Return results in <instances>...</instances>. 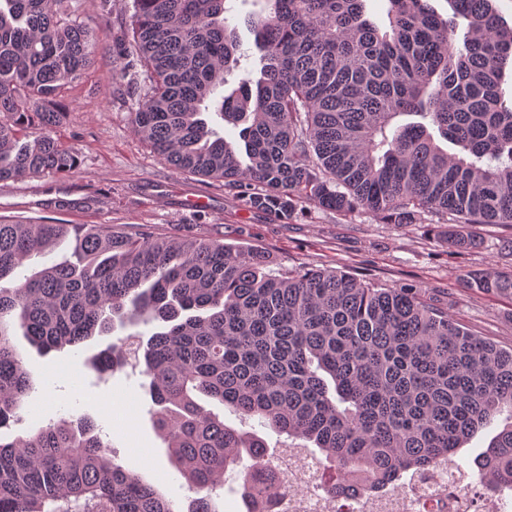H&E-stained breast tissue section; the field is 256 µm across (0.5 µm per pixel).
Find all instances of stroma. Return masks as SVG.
<instances>
[{
  "instance_id": "obj_1",
  "label": "stroma",
  "mask_w": 512,
  "mask_h": 512,
  "mask_svg": "<svg viewBox=\"0 0 512 512\" xmlns=\"http://www.w3.org/2000/svg\"><path fill=\"white\" fill-rule=\"evenodd\" d=\"M80 17L100 28L93 64L59 91L64 120L53 135L80 152V167L67 176L28 175L0 181V219L61 224H109L156 235L213 239L248 246L272 268L298 272L329 269L382 288H421L432 306L448 312L469 332L512 348V298L471 288L476 271L512 274V227L475 224L476 247L455 249L445 241L438 217L419 224H388L366 212L347 216L306 205L283 219L245 206L223 182L176 170L135 133L132 114L149 88L144 67L127 69L132 46L131 12L125 0H77ZM233 23L244 56L228 77L259 78L260 53L246 16ZM202 196L205 207L189 206ZM95 336L81 347L39 354L23 336L15 345L33 375L34 388L21 419L0 428L11 439L73 414L91 418L116 462L157 486L186 512L196 491L171 467L154 426L153 402L141 368L129 364L98 375L90 358L124 337Z\"/></svg>"
}]
</instances>
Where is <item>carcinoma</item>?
Listing matches in <instances>:
<instances>
[{
	"mask_svg": "<svg viewBox=\"0 0 512 512\" xmlns=\"http://www.w3.org/2000/svg\"><path fill=\"white\" fill-rule=\"evenodd\" d=\"M237 2L248 0H132L133 54L150 72L132 123L159 156L284 217L301 203L388 224L447 217L451 248L472 245L470 224L512 227V25L496 0H448L445 15L433 0H384L381 17L370 0H255L262 78L226 95L242 54ZM67 7L0 0V180L78 167L52 136L64 117L56 95L92 64L99 30ZM212 101L242 126L248 162L201 118ZM66 237L72 258L17 279ZM470 284L512 297V275L477 272ZM117 325L137 329L172 465L200 492L237 472L246 512L256 482L284 481L263 436L226 425L199 396L313 443L337 496L356 478L394 490L456 467L457 450L506 412L473 464L485 489H512V349L468 333L419 289L290 274L214 240L0 220V429L31 389L16 331L49 354ZM126 342L94 365L122 367ZM0 512L175 510L80 416L0 440Z\"/></svg>",
	"mask_w": 512,
	"mask_h": 512,
	"instance_id": "obj_1",
	"label": "carcinoma"
}]
</instances>
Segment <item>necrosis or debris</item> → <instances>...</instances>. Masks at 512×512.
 I'll use <instances>...</instances> for the list:
<instances>
[{
    "label": "necrosis or debris",
    "mask_w": 512,
    "mask_h": 512,
    "mask_svg": "<svg viewBox=\"0 0 512 512\" xmlns=\"http://www.w3.org/2000/svg\"><path fill=\"white\" fill-rule=\"evenodd\" d=\"M271 465L287 477L288 486L259 492L257 512H507L502 493L467 494L465 472L447 465L411 476L396 491L358 485L343 499L327 492L316 464L301 450H289Z\"/></svg>",
    "instance_id": "4bbe7bcc"
}]
</instances>
